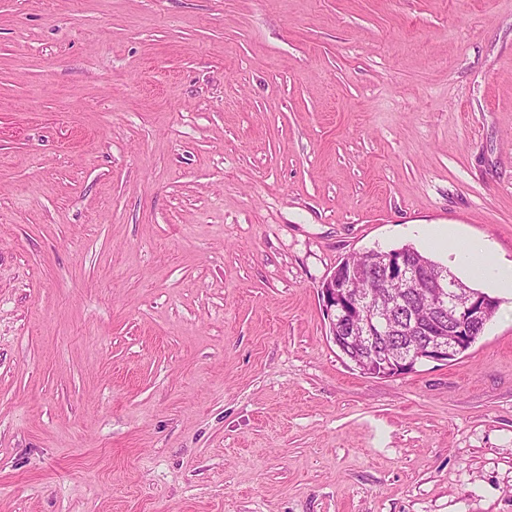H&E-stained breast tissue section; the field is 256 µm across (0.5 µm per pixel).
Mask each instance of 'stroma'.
Listing matches in <instances>:
<instances>
[{"instance_id":"1","label":"stroma","mask_w":512,"mask_h":512,"mask_svg":"<svg viewBox=\"0 0 512 512\" xmlns=\"http://www.w3.org/2000/svg\"><path fill=\"white\" fill-rule=\"evenodd\" d=\"M512 260V0H0V512H512V298L363 374L320 288ZM447 253L449 263L461 267L473 278L488 281L493 288L512 297V261L491 264L484 243L461 236L448 239ZM385 251L368 250L361 254L346 257L345 262L361 266L371 270L374 276L371 280H379L378 270L381 258ZM354 265L339 266L325 279L321 287L325 311L330 324V331L334 343L339 350L344 351L349 344V336H336L338 325L352 312V309L365 308L368 317H380V310H376V304L371 295H359L352 293L348 288L350 281L364 276V271Z\"/></svg>"}]
</instances>
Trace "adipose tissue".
Instances as JSON below:
<instances>
[{
  "label": "adipose tissue",
  "mask_w": 512,
  "mask_h": 512,
  "mask_svg": "<svg viewBox=\"0 0 512 512\" xmlns=\"http://www.w3.org/2000/svg\"><path fill=\"white\" fill-rule=\"evenodd\" d=\"M447 253L452 265L461 267L473 278L489 282L501 293L512 295V262L490 263L484 243L455 236L448 240Z\"/></svg>",
  "instance_id": "obj_1"
}]
</instances>
